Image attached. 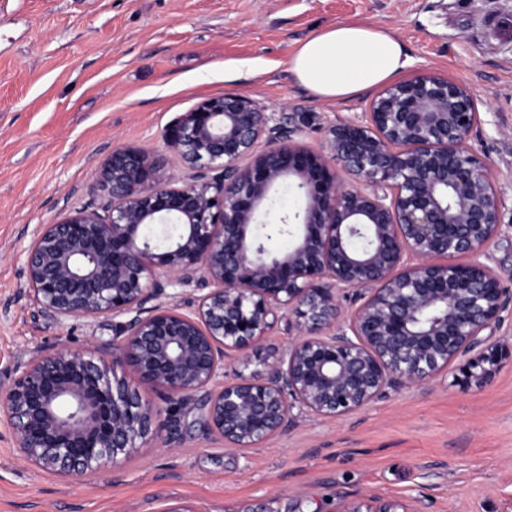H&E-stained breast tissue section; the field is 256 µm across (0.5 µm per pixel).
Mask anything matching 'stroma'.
I'll list each match as a JSON object with an SVG mask.
<instances>
[{
	"label": "stroma",
	"instance_id": "stroma-1",
	"mask_svg": "<svg viewBox=\"0 0 512 512\" xmlns=\"http://www.w3.org/2000/svg\"><path fill=\"white\" fill-rule=\"evenodd\" d=\"M505 15L512 0H0V385L33 352L112 342V316L40 311L23 251L41 225L103 202L113 148L145 149L191 179L164 130L224 94L292 115L317 151L330 126L365 120L372 92L321 100L288 71L301 42L341 22L397 35L404 78L432 71L474 94L468 145L490 169L501 222L475 259L512 290V38L494 27ZM354 494L417 512H512V362L479 388L447 376L341 420L304 416L253 448L226 447L190 409L173 447L72 480L22 460L0 419V512H336Z\"/></svg>",
	"mask_w": 512,
	"mask_h": 512
}]
</instances>
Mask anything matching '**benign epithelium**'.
Listing matches in <instances>:
<instances>
[{
    "label": "benign epithelium",
    "mask_w": 512,
    "mask_h": 512,
    "mask_svg": "<svg viewBox=\"0 0 512 512\" xmlns=\"http://www.w3.org/2000/svg\"><path fill=\"white\" fill-rule=\"evenodd\" d=\"M477 116L469 88L421 72L382 90L365 121L328 128L322 152L295 141L288 118L274 124L232 94L165 132L198 171L192 182L161 173L141 148L113 149L101 169L104 209L43 225L25 266L42 312L122 321L110 354L60 347L14 364L0 415L20 456L77 478L149 443L170 445L174 413L187 407H201L225 446L250 448L288 432L295 410L340 420L453 369L464 389L488 383L507 347L469 353L512 292L490 267L452 261L500 233L489 168L466 146ZM285 184L298 208L259 221ZM146 224L176 232L156 247L141 236ZM283 234L288 250L269 251L265 241ZM179 287L199 292L186 311L164 303ZM349 290L360 304L345 314ZM282 322L288 346H260ZM232 352L242 370L226 382ZM336 512L418 510L369 496Z\"/></svg>",
    "instance_id": "1"
}]
</instances>
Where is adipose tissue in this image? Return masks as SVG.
<instances>
[{
    "mask_svg": "<svg viewBox=\"0 0 512 512\" xmlns=\"http://www.w3.org/2000/svg\"><path fill=\"white\" fill-rule=\"evenodd\" d=\"M409 64L403 43L372 24L339 23L302 42L288 69L322 100H340L394 82Z\"/></svg>",
    "mask_w": 512,
    "mask_h": 512,
    "instance_id": "adipose-tissue-1",
    "label": "adipose tissue"
}]
</instances>
